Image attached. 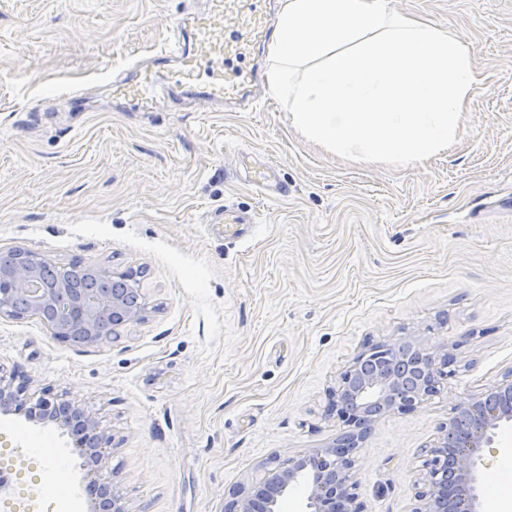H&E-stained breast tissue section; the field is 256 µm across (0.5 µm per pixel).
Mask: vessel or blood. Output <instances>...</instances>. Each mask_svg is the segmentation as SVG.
<instances>
[{"mask_svg": "<svg viewBox=\"0 0 512 512\" xmlns=\"http://www.w3.org/2000/svg\"><path fill=\"white\" fill-rule=\"evenodd\" d=\"M261 2L205 0L203 10L182 14L177 41L161 50V64L133 69L113 82V97L139 112L153 111L161 88L210 103L238 100L252 77L227 62L268 41L271 19Z\"/></svg>", "mask_w": 512, "mask_h": 512, "instance_id": "vessel-or-blood-1", "label": "vessel or blood"}]
</instances>
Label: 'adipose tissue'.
Returning <instances> with one entry per match:
<instances>
[{
	"label": "adipose tissue",
	"mask_w": 512,
	"mask_h": 512,
	"mask_svg": "<svg viewBox=\"0 0 512 512\" xmlns=\"http://www.w3.org/2000/svg\"><path fill=\"white\" fill-rule=\"evenodd\" d=\"M269 83L334 153L420 164L464 132L483 80L467 39L392 0H279Z\"/></svg>",
	"instance_id": "obj_1"
}]
</instances>
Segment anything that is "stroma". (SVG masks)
<instances>
[{
  "label": "stroma",
  "instance_id": "1",
  "mask_svg": "<svg viewBox=\"0 0 512 512\" xmlns=\"http://www.w3.org/2000/svg\"><path fill=\"white\" fill-rule=\"evenodd\" d=\"M465 31L484 88L465 135L420 165L346 159L308 139L270 93L266 50L245 109L156 112L112 102L151 64L183 0H0V254L142 271L140 321L92 345L38 317L0 315V370L95 417L125 512H225L273 457L337 443L327 409L373 344L447 343L438 396L377 419L352 455L365 512H411L414 480L461 397L512 372V0H393ZM287 185L271 199L252 172ZM253 216L229 242L215 218ZM39 435L83 459L53 422L0 419V446ZM512 424L484 447L480 512L512 499ZM500 468L495 483L485 481Z\"/></svg>",
  "mask_w": 512,
  "mask_h": 512
}]
</instances>
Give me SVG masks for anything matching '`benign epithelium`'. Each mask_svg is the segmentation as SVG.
Masks as SVG:
<instances>
[{"instance_id":"obj_1","label":"benign epithelium","mask_w":512,"mask_h":512,"mask_svg":"<svg viewBox=\"0 0 512 512\" xmlns=\"http://www.w3.org/2000/svg\"><path fill=\"white\" fill-rule=\"evenodd\" d=\"M20 261L0 263V315L12 311L23 318L34 315L53 301L65 303L52 333L61 340L72 339L76 327H99L112 322V333L143 317L145 307L127 306L121 289L84 297L81 288H45L43 265L27 250L18 248ZM448 345H426L412 336L396 346L379 344L357 356L340 377L331 394L328 415L349 428L346 440L318 448L306 456L276 459L254 490L238 494L232 512H280L279 506L294 483L306 488L305 512H365L353 492L351 454L382 415L413 409L441 393V383L453 374ZM21 386L0 376V414H23L34 422L50 420L67 428L76 450L88 458L86 491L90 512H124L111 483L102 477L106 464V439L96 432L95 419L69 402H56L44 390L29 404ZM512 421V375L486 392L468 394L456 407V416L439 428L436 441L415 483L421 486L412 512H478L474 493L476 470L482 448L493 441V430Z\"/></svg>"}]
</instances>
